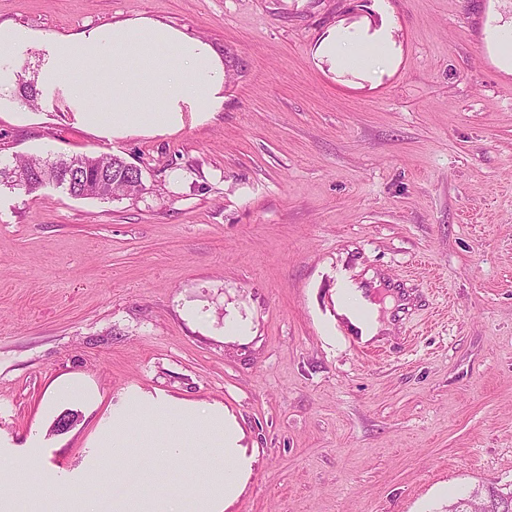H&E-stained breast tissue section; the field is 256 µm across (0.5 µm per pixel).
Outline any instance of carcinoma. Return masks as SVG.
Returning <instances> with one entry per match:
<instances>
[{"mask_svg":"<svg viewBox=\"0 0 512 512\" xmlns=\"http://www.w3.org/2000/svg\"><path fill=\"white\" fill-rule=\"evenodd\" d=\"M47 169L56 171L58 180L55 185L63 188L70 196L76 198H95L97 194L92 189V181L98 173L118 180L116 189L120 190L121 197H134L132 193L122 191V180H128L133 176L129 164L122 158L111 154L79 157H48L31 156L16 158L13 164L0 166V185L4 184L12 188L17 187L14 177L28 176L34 181L28 192H33L41 185L39 179L41 173ZM502 492L489 482L483 484L471 492L457 498V501L448 505L451 512H512L508 504L501 501Z\"/></svg>","mask_w":512,"mask_h":512,"instance_id":"obj_1","label":"carcinoma"}]
</instances>
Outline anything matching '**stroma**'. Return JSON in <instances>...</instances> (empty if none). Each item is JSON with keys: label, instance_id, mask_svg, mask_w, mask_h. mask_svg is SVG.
I'll list each match as a JSON object with an SVG mask.
<instances>
[{"label": "stroma", "instance_id": "stroma-1", "mask_svg": "<svg viewBox=\"0 0 512 512\" xmlns=\"http://www.w3.org/2000/svg\"><path fill=\"white\" fill-rule=\"evenodd\" d=\"M141 17L222 58L207 121L107 141L61 96L15 98L26 124L0 112V162L112 154L145 185L0 186L5 512L74 490L110 512L112 433L136 436L121 411L154 425L168 400L234 417L253 461L226 512H448L482 482L512 491V74L485 40L512 0H0V23L44 39ZM382 23L390 69L321 64L332 29ZM350 286L390 333L361 340ZM126 463L176 489L209 468L195 448Z\"/></svg>", "mask_w": 512, "mask_h": 512}]
</instances>
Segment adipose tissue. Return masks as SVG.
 I'll return each mask as SVG.
<instances>
[{
    "label": "adipose tissue",
    "instance_id": "1",
    "mask_svg": "<svg viewBox=\"0 0 512 512\" xmlns=\"http://www.w3.org/2000/svg\"><path fill=\"white\" fill-rule=\"evenodd\" d=\"M41 47L35 89L49 99L66 96L79 125L112 140L180 129L186 114L197 121L224 105L225 67L199 38L150 18L125 20L38 42L32 31L0 24V85L11 77L17 48ZM396 42L388 28L372 33L331 31L320 58L333 70L368 71L390 61ZM343 310L370 340L385 331L376 305L363 289H348Z\"/></svg>",
    "mask_w": 512,
    "mask_h": 512
}]
</instances>
